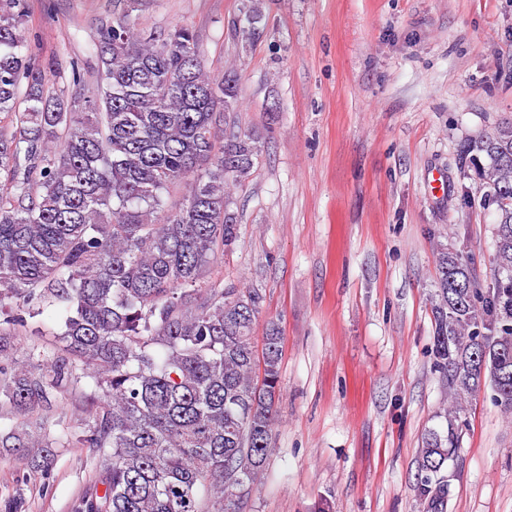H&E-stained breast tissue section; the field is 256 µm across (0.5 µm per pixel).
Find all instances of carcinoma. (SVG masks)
<instances>
[{
  "instance_id": "obj_1",
  "label": "carcinoma",
  "mask_w": 512,
  "mask_h": 512,
  "mask_svg": "<svg viewBox=\"0 0 512 512\" xmlns=\"http://www.w3.org/2000/svg\"><path fill=\"white\" fill-rule=\"evenodd\" d=\"M135 11L98 29L96 81L71 59L61 86L33 59L30 0H0V357L42 335L27 318L63 310L56 353L33 344L0 365V406L38 415L18 447L46 469L57 445L89 450L72 512H244L234 492L257 488L273 451L283 336L267 323L258 356L262 297L206 277L236 245L227 188L251 176L261 145L219 135L238 84L207 73L195 31H148ZM261 22L250 9L239 34L258 38ZM464 154L497 215L491 280L477 283L469 251L437 252L433 369L451 405L421 438L423 512H448L463 401L488 389L512 415V121ZM83 378L92 416L72 428L57 395Z\"/></svg>"
}]
</instances>
